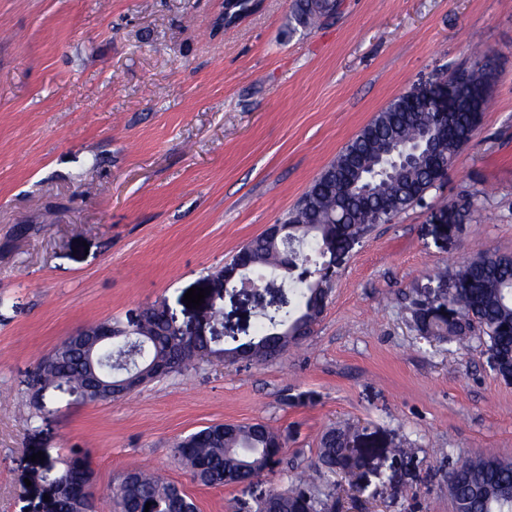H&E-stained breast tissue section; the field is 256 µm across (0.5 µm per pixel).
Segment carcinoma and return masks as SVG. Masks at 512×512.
Wrapping results in <instances>:
<instances>
[{
	"label": "carcinoma",
	"instance_id": "cac0c4a2",
	"mask_svg": "<svg viewBox=\"0 0 512 512\" xmlns=\"http://www.w3.org/2000/svg\"><path fill=\"white\" fill-rule=\"evenodd\" d=\"M335 13L336 0H295L293 17L306 29ZM486 79V62L478 61L469 69L466 80L456 86L455 126L458 136L466 140L472 137V113L483 111L487 103ZM419 142L441 154L461 148L452 139L436 137L429 100L408 102L401 95L342 148L284 219L305 238L306 249L297 250V258L310 252L329 262L347 248L350 237L365 236L375 225L387 224L424 202L436 187L424 152L393 174L384 171L393 150L410 149ZM241 251L250 272L261 281L278 258L279 244L261 233ZM445 274L455 285L449 301L459 308L461 317L456 321H430L417 308L414 316L420 333L425 338L458 343L482 336L490 355L497 360L498 371L512 372V254L480 252ZM328 295L329 289L313 285L295 289L294 299L278 316L263 314L252 342L259 347L257 359L275 358L308 337L302 331L285 339L276 332L303 320L313 324L322 314ZM148 332L146 355L152 360L172 362L174 373L191 366L198 351L207 348L202 341L193 349L174 354L173 336L162 310L153 312ZM40 370L48 384L57 380L83 383L82 357L77 351ZM347 439V431L341 428H331L321 435L317 454L320 469L334 474L352 466ZM277 442V433L262 422L239 425L232 433L213 424L181 439L173 454L184 460L193 477L203 484L233 485L237 477L255 478L276 466L272 456L260 449ZM71 457L75 465L64 466L57 477L77 483L89 464L79 451L72 452ZM128 477L130 480H122L112 490L113 512H195L194 503L178 485L143 470L132 471ZM448 492L455 512H512V461L496 456L465 460L452 468ZM276 499L279 512H320L315 489L304 479L280 492Z\"/></svg>",
	"mask_w": 512,
	"mask_h": 512
}]
</instances>
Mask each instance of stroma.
<instances>
[{"label": "stroma", "instance_id": "1", "mask_svg": "<svg viewBox=\"0 0 512 512\" xmlns=\"http://www.w3.org/2000/svg\"><path fill=\"white\" fill-rule=\"evenodd\" d=\"M225 2L0 0V512H42L74 450L97 512L140 468L197 512H257L342 424L358 466L330 477L322 512H454L451 464L512 460V383L480 341L421 336L411 309L448 289L439 270L512 254V0H343L311 30L294 27V0ZM482 56L494 78L481 126L424 205L341 258L301 344L267 361L206 356L112 402L51 387L33 413L41 358L80 327L162 304L212 349L248 341L314 265L237 295L213 273L392 100ZM468 195L471 221L440 222ZM194 286L206 297L189 308ZM256 421L283 453L249 482L204 485L173 455L206 426Z\"/></svg>", "mask_w": 512, "mask_h": 512}]
</instances>
